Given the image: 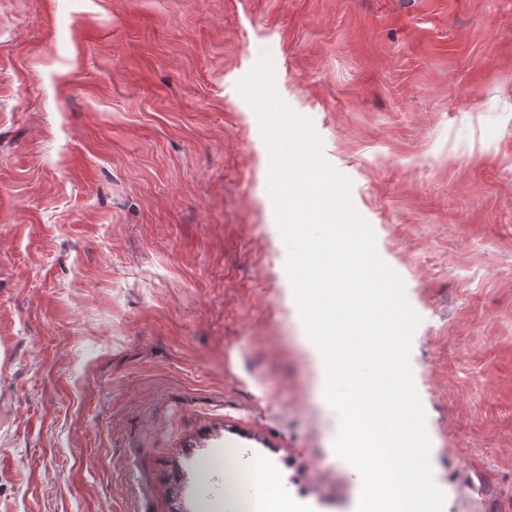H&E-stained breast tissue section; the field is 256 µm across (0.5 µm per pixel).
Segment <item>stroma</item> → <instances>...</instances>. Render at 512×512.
Here are the masks:
<instances>
[{"instance_id":"stroma-1","label":"stroma","mask_w":512,"mask_h":512,"mask_svg":"<svg viewBox=\"0 0 512 512\" xmlns=\"http://www.w3.org/2000/svg\"><path fill=\"white\" fill-rule=\"evenodd\" d=\"M264 55L421 318L444 512L512 497V0H0V512H237L230 449L356 512L236 89Z\"/></svg>"}]
</instances>
